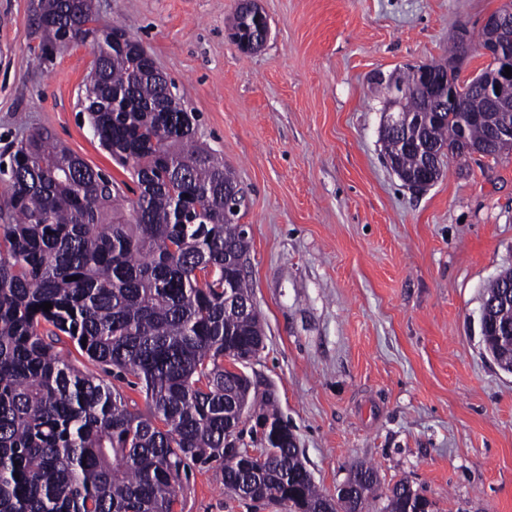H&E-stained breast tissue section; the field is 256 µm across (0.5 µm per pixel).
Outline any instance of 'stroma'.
Here are the masks:
<instances>
[{"label":"stroma","instance_id":"35a3bbf8","mask_svg":"<svg viewBox=\"0 0 512 512\" xmlns=\"http://www.w3.org/2000/svg\"><path fill=\"white\" fill-rule=\"evenodd\" d=\"M40 0H0V163L45 129L128 196L78 98L92 42L46 44ZM505 0H258L271 33L240 53L237 0H95L152 56L238 177L248 274L271 385L305 465L336 496L353 463L399 480L432 512H512V374L485 353L487 283L512 267V153L452 160L428 188L383 158L376 74L445 63ZM183 512H281L191 468Z\"/></svg>","mask_w":512,"mask_h":512}]
</instances>
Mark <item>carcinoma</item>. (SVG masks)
I'll return each mask as SVG.
<instances>
[{
  "instance_id": "cac0c4a2",
  "label": "carcinoma",
  "mask_w": 512,
  "mask_h": 512,
  "mask_svg": "<svg viewBox=\"0 0 512 512\" xmlns=\"http://www.w3.org/2000/svg\"><path fill=\"white\" fill-rule=\"evenodd\" d=\"M39 24L52 44H95L81 112L139 194L124 215L111 177L44 130L0 168V512H175L188 469L214 462L236 497L287 512H363L375 468L356 463L347 495L322 493L273 392L242 370L265 332L247 285V232L224 219V194L242 199L235 174L198 142L194 115L143 46L98 24L94 0H41ZM462 89L446 112L400 97L410 122L383 138L399 178L425 164L414 138L443 158L462 139L486 157L504 153L492 129L500 102L473 80ZM504 292L492 280L484 303L512 322ZM67 340L100 372L66 361ZM130 376L144 412L107 381ZM253 414L269 422L260 459L224 434V421ZM420 505L430 502L398 482L382 512Z\"/></svg>"
}]
</instances>
